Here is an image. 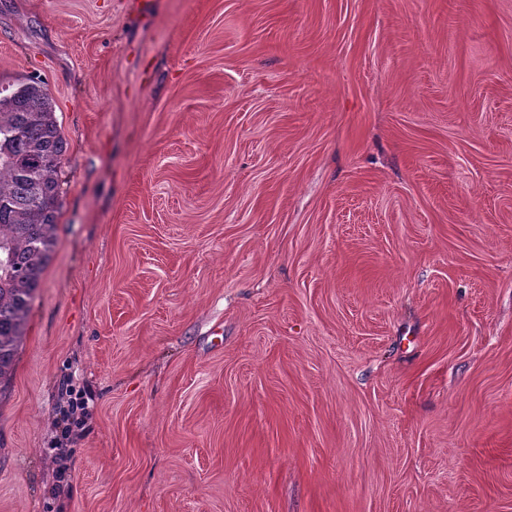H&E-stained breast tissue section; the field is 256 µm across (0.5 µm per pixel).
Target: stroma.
<instances>
[{"label": "stroma", "mask_w": 512, "mask_h": 512, "mask_svg": "<svg viewBox=\"0 0 512 512\" xmlns=\"http://www.w3.org/2000/svg\"><path fill=\"white\" fill-rule=\"evenodd\" d=\"M29 77L0 512H512V0H0ZM41 81H0V393L55 244L67 143ZM89 397L82 391H71L68 399L67 423L62 433L64 437L69 436L75 428H82L85 418L91 414Z\"/></svg>", "instance_id": "1"}]
</instances>
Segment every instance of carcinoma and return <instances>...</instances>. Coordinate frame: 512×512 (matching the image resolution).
Returning a JSON list of instances; mask_svg holds the SVG:
<instances>
[{
  "label": "carcinoma",
  "instance_id": "carcinoma-1",
  "mask_svg": "<svg viewBox=\"0 0 512 512\" xmlns=\"http://www.w3.org/2000/svg\"><path fill=\"white\" fill-rule=\"evenodd\" d=\"M67 143L41 81H0V390L55 244Z\"/></svg>",
  "mask_w": 512,
  "mask_h": 512
}]
</instances>
